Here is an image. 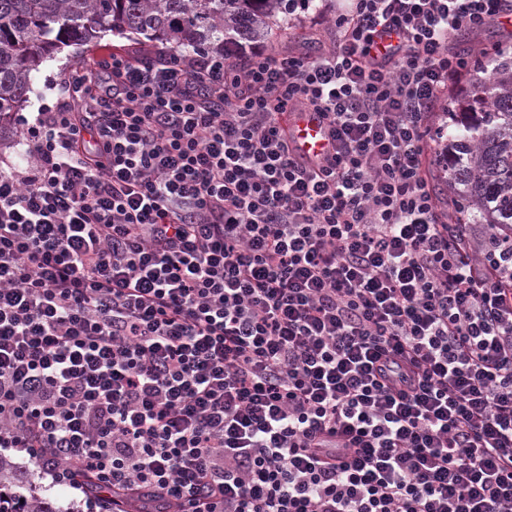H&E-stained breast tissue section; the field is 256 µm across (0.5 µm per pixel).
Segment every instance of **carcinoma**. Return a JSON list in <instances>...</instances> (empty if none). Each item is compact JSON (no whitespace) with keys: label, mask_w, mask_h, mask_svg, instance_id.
<instances>
[{"label":"carcinoma","mask_w":512,"mask_h":512,"mask_svg":"<svg viewBox=\"0 0 512 512\" xmlns=\"http://www.w3.org/2000/svg\"><path fill=\"white\" fill-rule=\"evenodd\" d=\"M283 0H0V130L26 102L32 71L66 44L107 32L168 44L180 56H224V37L271 35ZM478 107L448 118V210L512 228V61L473 80ZM0 512H60L27 496L0 457Z\"/></svg>","instance_id":"obj_1"}]
</instances>
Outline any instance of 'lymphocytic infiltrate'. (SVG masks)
Listing matches in <instances>:
<instances>
[{
	"mask_svg": "<svg viewBox=\"0 0 512 512\" xmlns=\"http://www.w3.org/2000/svg\"><path fill=\"white\" fill-rule=\"evenodd\" d=\"M509 17L346 0L316 57L68 70L0 170V451L108 512H512V231L429 158L504 52L454 36ZM295 145L304 155H319L329 147L327 131L321 119L313 112L298 114L292 125Z\"/></svg>",
	"mask_w": 512,
	"mask_h": 512,
	"instance_id": "lymphocytic-infiltrate-1",
	"label": "lymphocytic infiltrate"
}]
</instances>
